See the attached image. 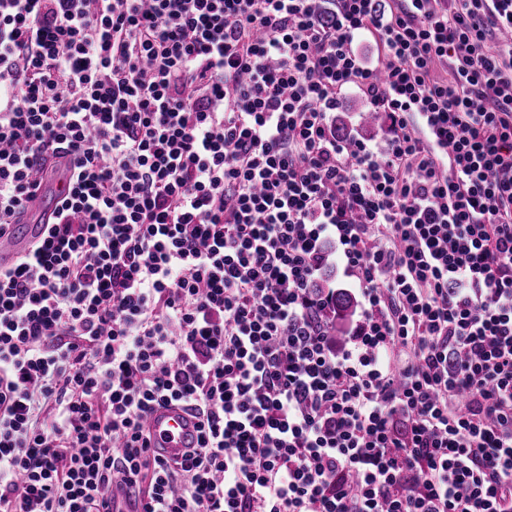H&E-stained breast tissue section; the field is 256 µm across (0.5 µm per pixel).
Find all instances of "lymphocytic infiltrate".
<instances>
[{"instance_id":"lymphocytic-infiltrate-1","label":"lymphocytic infiltrate","mask_w":512,"mask_h":512,"mask_svg":"<svg viewBox=\"0 0 512 512\" xmlns=\"http://www.w3.org/2000/svg\"><path fill=\"white\" fill-rule=\"evenodd\" d=\"M52 159L0 267V512H512V0H0V236ZM368 109H371L369 101L357 90L348 89L340 96L338 107L336 112H332L333 114H331V119L333 120V124H335L337 119L344 120L348 135H351L355 139L364 140L369 145L373 146L383 144L385 138L384 126L377 129H367L361 126H378V114L376 112H368ZM358 112H361L359 115V122ZM50 201L45 198L42 207L35 212L34 219L29 224L11 226L9 234L0 239V264L8 265L13 258L31 241L39 240L44 235L45 225L54 218V209H48ZM327 248L328 253L330 254L329 264L323 270L322 275L318 279V282L327 281L331 287L328 284H321L316 282L314 288L333 287L336 289V291H333V306L324 311L323 320L327 323L330 332L332 330V332L336 334V337L339 338L338 335H341L339 334L341 332L338 329L337 323L340 319L351 313L354 308V298L345 290L351 292L356 299L355 313L343 322L346 336H349L356 320L358 319L360 296L358 291L355 289L357 286L350 279L343 275L338 261L337 252L334 250V245L330 243L328 244ZM148 430L154 454L164 460L180 457L184 448L196 443L195 427L177 405L156 407L149 416Z\"/></svg>"}]
</instances>
